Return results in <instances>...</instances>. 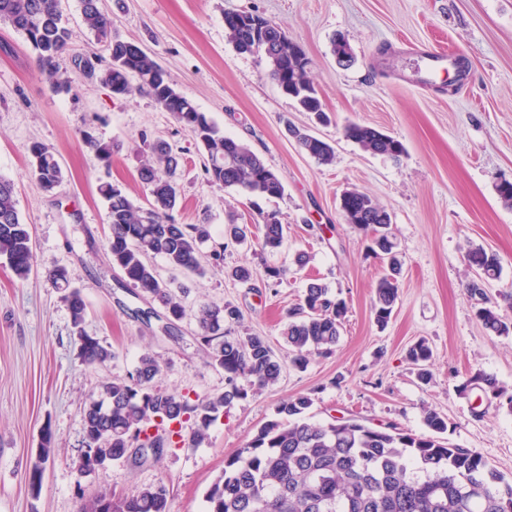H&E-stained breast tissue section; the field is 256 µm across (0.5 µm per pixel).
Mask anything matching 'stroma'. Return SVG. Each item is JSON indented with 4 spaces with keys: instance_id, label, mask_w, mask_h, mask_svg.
<instances>
[{
    "instance_id": "obj_1",
    "label": "stroma",
    "mask_w": 512,
    "mask_h": 512,
    "mask_svg": "<svg viewBox=\"0 0 512 512\" xmlns=\"http://www.w3.org/2000/svg\"><path fill=\"white\" fill-rule=\"evenodd\" d=\"M117 1L104 0L112 37L155 53L176 89L280 174L284 193L254 205L238 188L208 185L200 149L170 113L148 97H117L83 77L76 59L101 52L102 45L83 24L80 0H59L73 32L59 67L78 80L74 95L51 93L26 38L0 22V176L14 182L17 208L34 240L27 280L0 263V512H77V488L130 495L158 482L170 490L172 512H205V494L225 457L298 394L312 397L309 415L317 423L356 416L420 434L425 410H436L448 422L449 444L476 450L512 478V409L481 410L459 392L478 372L512 392V336L489 335L466 294L475 276L466 251L483 247L501 261L491 294L512 295V203L498 193L502 182L512 181V0H121V9ZM235 11L262 15L302 48L328 123H313L298 110L270 77L264 56L239 53L229 42L224 15ZM338 36L350 45L351 66L338 65L332 52ZM429 50L448 56V65L428 69ZM352 123L397 138L404 155L363 150L344 134ZM292 126L328 141L333 163L303 152L288 132ZM88 133L111 143V164L86 148ZM147 137L166 139L182 155L177 222L208 223L220 241L233 214L255 238L249 246L229 245L223 270L202 278L155 259L164 281L186 289V315L168 331L160 321L135 317L150 302L119 284L106 248L107 205L97 190L109 181L146 205L149 194L137 170L149 156ZM35 141L52 149L65 170L50 192L28 174ZM353 189L390 213L404 262L399 297L383 328L374 320L372 287L384 266L339 207ZM264 211L277 213L287 227L273 252L258 244ZM300 252L308 256L302 267L294 262ZM244 262L254 272L248 283L228 274ZM269 266L284 271L277 285L266 279ZM59 267L85 298V332L112 347L111 362L82 364L68 306L47 278ZM314 279L348 308L332 355L304 370L285 368L276 384L229 408L200 446L185 440L160 458L78 476L84 401L98 382L128 377L140 356L153 352L165 362L158 386L189 396L222 392L224 372L208 364L197 338L200 306H238L246 328L266 337L284 359L286 314ZM422 339L433 351L427 384L406 359ZM46 426L55 454L34 498L25 471Z\"/></svg>"
}]
</instances>
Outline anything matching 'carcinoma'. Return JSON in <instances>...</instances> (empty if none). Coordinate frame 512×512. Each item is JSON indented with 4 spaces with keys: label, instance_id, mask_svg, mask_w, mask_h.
<instances>
[{
    "label": "carcinoma",
    "instance_id": "cac0c4a2",
    "mask_svg": "<svg viewBox=\"0 0 512 512\" xmlns=\"http://www.w3.org/2000/svg\"><path fill=\"white\" fill-rule=\"evenodd\" d=\"M84 23L93 31L109 57L106 66L97 56L76 61L88 78H97L115 96L134 92L150 97L187 131L203 149V166L209 184L236 187L252 197H279L284 185L279 174L247 144L227 137L194 101L177 91L154 54L140 44L110 38L112 14L101 0H80ZM0 21L24 34L35 54L37 68L47 76L55 94H77L79 85L59 74V60L72 41V31L62 22L59 0H0ZM224 26L229 41L245 54H261L270 75L282 91L304 112L317 118L325 112L301 48L271 20L253 12H228ZM299 147L318 163L333 162L334 148L306 130L294 129ZM345 136L363 149L398 158L405 153L401 141L375 128L352 123ZM150 159L138 171L150 200L133 203L109 182L98 186L107 202L110 236L107 250L125 283L160 304L167 325L186 314L182 299L159 276L153 260L191 277H204L224 267V248L247 239L248 227L230 221L226 242L203 246L211 240L207 224H179L173 213L179 203L177 187L181 156L162 138L148 139ZM86 146L103 161L112 157V144L85 135ZM29 175L46 191L64 179L56 154L35 142L30 147ZM342 210L344 221L369 235L368 250L387 264V271L373 288L372 310L384 327L399 297L402 263L391 230V215L369 195ZM263 250L279 247L285 226L275 214L262 216ZM33 243L29 225L19 216L14 185L0 177V260L15 277L28 279L32 271ZM468 265L482 279L467 284L474 301L475 317L490 335H512V321L500 313L499 304L485 285L498 277V255L483 247L466 254ZM55 287L65 292L79 356L88 366L115 358L109 346L84 332L86 302L72 286L68 272L48 273ZM345 301L313 281L298 306L289 314L282 336L288 344L289 362L278 358L266 337L241 332L242 311L231 304H207L196 315L198 339L207 348L208 363L224 370V391L215 395H177L157 387L154 380L162 366L159 357L146 353L128 378L102 383L83 408L84 450L75 467L82 476L111 463L130 459V449L146 446L159 456L171 444V436L190 424V438L199 445L208 430L236 400L248 391L262 390L278 382L285 365L304 369L310 361L333 353L340 340ZM433 352L419 340L407 350V360L418 378H430L427 364ZM489 403L498 401L512 409V394L492 376L478 372L460 387ZM313 399L297 395L279 405L277 418L267 421L242 447L224 459L222 473L209 487L206 512H512V479L507 480L477 451L448 444L446 419L435 411L425 414L427 432L413 434L395 425H373L355 417L324 424L311 423L308 411ZM50 429L41 436L36 460L26 473L28 492L40 495L43 463L53 454ZM77 512H171L170 490L162 482L131 496L97 492L80 495Z\"/></svg>",
    "mask_w": 512,
    "mask_h": 512
}]
</instances>
